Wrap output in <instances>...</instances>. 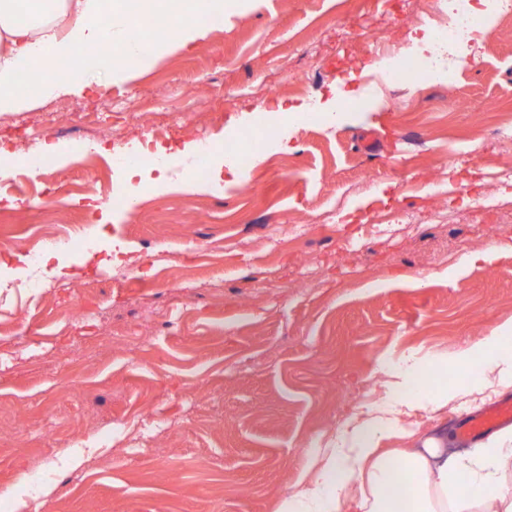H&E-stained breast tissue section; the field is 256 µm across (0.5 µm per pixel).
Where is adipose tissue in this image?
Wrapping results in <instances>:
<instances>
[{
	"label": "adipose tissue",
	"instance_id": "ef3b65f1",
	"mask_svg": "<svg viewBox=\"0 0 512 512\" xmlns=\"http://www.w3.org/2000/svg\"><path fill=\"white\" fill-rule=\"evenodd\" d=\"M243 0H138L137 14L172 9L176 20L163 37L130 39L134 15L121 0H0V115L26 104L75 93L96 76L123 75L174 46L203 36L205 20L239 10ZM106 47V54L88 52ZM49 78L23 85L36 64ZM480 376L491 386L512 385V324L460 350L451 361L422 366L404 357L384 383L377 404L351 414L309 460L274 512H512V429L489 436L471 451L449 455L448 438L415 442L399 435L420 410L441 414L459 392L449 372Z\"/></svg>",
	"mask_w": 512,
	"mask_h": 512
}]
</instances>
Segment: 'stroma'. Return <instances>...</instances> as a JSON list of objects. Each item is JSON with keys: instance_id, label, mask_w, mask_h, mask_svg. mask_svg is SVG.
I'll list each match as a JSON object with an SVG mask.
<instances>
[{"instance_id": "obj_1", "label": "stroma", "mask_w": 512, "mask_h": 512, "mask_svg": "<svg viewBox=\"0 0 512 512\" xmlns=\"http://www.w3.org/2000/svg\"><path fill=\"white\" fill-rule=\"evenodd\" d=\"M468 66L378 91V49L423 40L439 0H249L124 77L0 115L6 148H81L36 178L0 175V271L23 276L29 231L92 230L51 259L54 288L0 305V506L6 512H274L311 442L375 401L407 352L450 357L512 323V19ZM352 90L382 98L332 125L291 124L223 194L149 189L103 203L112 146L242 133L252 113ZM67 196L37 206L44 182ZM343 213L340 224L326 215ZM410 217L386 236L367 227ZM306 233L293 239L295 226ZM51 470L23 492L21 473Z\"/></svg>"}]
</instances>
